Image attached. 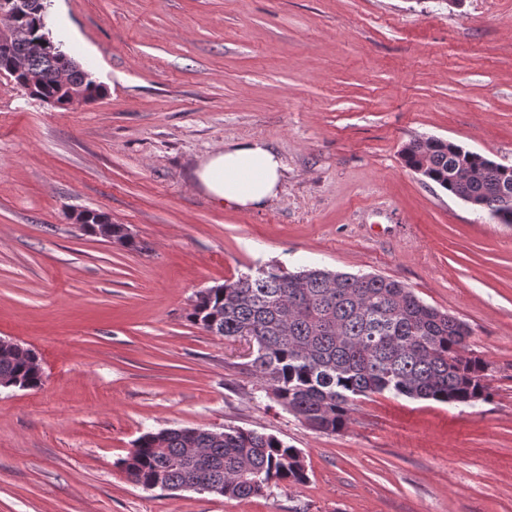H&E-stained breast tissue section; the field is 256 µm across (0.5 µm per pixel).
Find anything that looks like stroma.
Segmentation results:
<instances>
[{"instance_id": "35a3bbf8", "label": "stroma", "mask_w": 512, "mask_h": 512, "mask_svg": "<svg viewBox=\"0 0 512 512\" xmlns=\"http://www.w3.org/2000/svg\"><path fill=\"white\" fill-rule=\"evenodd\" d=\"M51 31L107 93L75 108L0 75V338L42 383L0 388V512H512V225L405 167L437 137L512 165V0H52ZM264 139L277 199L236 209L197 159ZM93 209L131 233H86ZM276 264L400 281L465 322L472 405L375 395L313 430L259 392L249 345L197 294ZM233 426L302 449L264 496L146 489L148 432Z\"/></svg>"}]
</instances>
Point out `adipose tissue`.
Wrapping results in <instances>:
<instances>
[{
    "mask_svg": "<svg viewBox=\"0 0 512 512\" xmlns=\"http://www.w3.org/2000/svg\"><path fill=\"white\" fill-rule=\"evenodd\" d=\"M281 157L263 140L217 149L195 175L212 197L237 208H258L278 195L283 176Z\"/></svg>",
    "mask_w": 512,
    "mask_h": 512,
    "instance_id": "ef3b65f1",
    "label": "adipose tissue"
}]
</instances>
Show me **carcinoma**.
I'll return each instance as SVG.
<instances>
[{
	"label": "carcinoma",
	"mask_w": 512,
	"mask_h": 512,
	"mask_svg": "<svg viewBox=\"0 0 512 512\" xmlns=\"http://www.w3.org/2000/svg\"><path fill=\"white\" fill-rule=\"evenodd\" d=\"M44 16L19 21L14 50L42 35ZM58 48L29 62L53 66ZM90 101L105 88L84 72L71 74ZM66 87L51 80L34 99L63 104ZM405 166L498 224H512V166L434 137L415 138L401 152ZM202 330L226 339L245 337L255 354L247 362L260 389L312 429L333 434L351 422L354 402L391 394L412 400L472 403L488 398L484 363L461 353L466 323L421 301L401 282L380 275L310 268L294 273L277 265L242 274L198 293L189 314ZM37 357L0 356V382L41 384ZM128 479L145 489L170 490L203 481L230 499L263 496L273 485L309 479L304 453L278 438L226 426L170 428L145 433L123 461Z\"/></svg>",
	"instance_id": "obj_1"
}]
</instances>
